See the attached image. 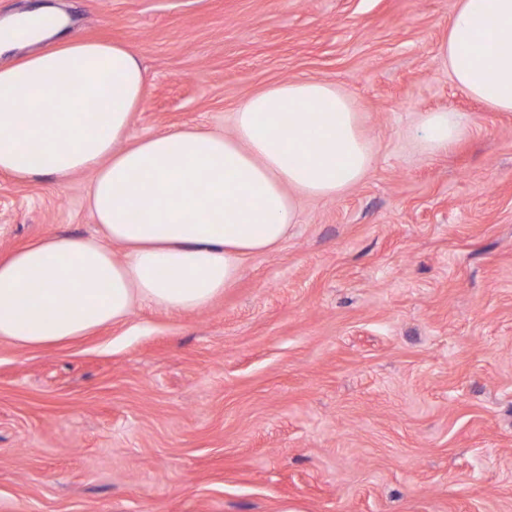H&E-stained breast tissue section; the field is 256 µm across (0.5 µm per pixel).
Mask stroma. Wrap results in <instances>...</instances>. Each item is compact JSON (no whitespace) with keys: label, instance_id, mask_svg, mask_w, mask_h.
Instances as JSON below:
<instances>
[{"label":"stroma","instance_id":"obj_1","mask_svg":"<svg viewBox=\"0 0 512 512\" xmlns=\"http://www.w3.org/2000/svg\"><path fill=\"white\" fill-rule=\"evenodd\" d=\"M458 0H0L128 47L130 135L231 133L251 94L355 99L375 164L305 199L207 307L0 340V512H512V112L439 57ZM464 113L445 153L420 113ZM90 173H0V259L98 227Z\"/></svg>","mask_w":512,"mask_h":512}]
</instances>
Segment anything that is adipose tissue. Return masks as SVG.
<instances>
[{
	"label": "adipose tissue",
	"mask_w": 512,
	"mask_h": 512,
	"mask_svg": "<svg viewBox=\"0 0 512 512\" xmlns=\"http://www.w3.org/2000/svg\"><path fill=\"white\" fill-rule=\"evenodd\" d=\"M65 26L50 8L12 24L36 50L0 67V173L92 172L88 207L104 236L38 239L0 260V339L62 342L124 321L138 302L205 308L247 256L287 239L297 197L336 198L374 166L354 99L318 79L251 95L232 135L130 142L145 69L125 46L61 38ZM439 55L467 95L512 112V0H458ZM465 127L458 112L422 113L421 145L446 152Z\"/></svg>",
	"instance_id": "obj_1"
}]
</instances>
